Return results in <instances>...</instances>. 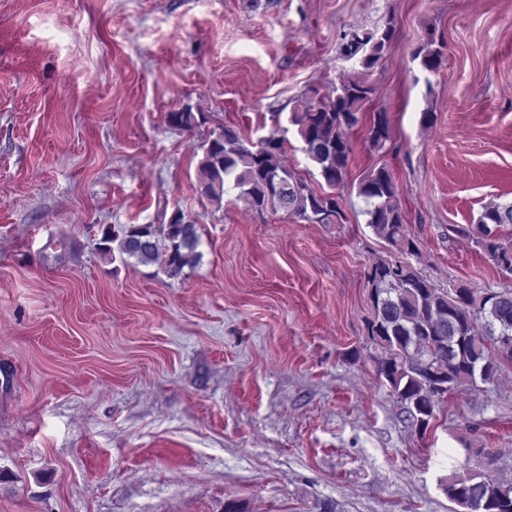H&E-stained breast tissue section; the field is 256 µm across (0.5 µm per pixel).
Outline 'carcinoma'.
<instances>
[{
	"mask_svg": "<svg viewBox=\"0 0 512 512\" xmlns=\"http://www.w3.org/2000/svg\"><path fill=\"white\" fill-rule=\"evenodd\" d=\"M395 30L387 27L379 36L372 34L352 41L342 35L343 55L352 58L367 49L361 62L365 76L341 83L329 96L316 101L303 100L289 117L304 144L307 157L316 165L330 187L343 182L353 153L348 132L358 126L363 108L374 94L366 74L376 66ZM446 45L434 33L417 47L415 58L423 69L436 72L444 61ZM202 114L189 106L168 113V123L182 131L199 127ZM283 129L254 142L238 129L226 126L206 140L203 158L197 167L198 189L221 203L224 194L237 191L236 198L250 209L262 211L278 207L311 224L341 223L343 212L333 193L319 195L305 178L285 170L282 161L286 139ZM367 139L378 151L390 141L387 115L374 112ZM358 196L365 204L367 224L385 242L393 255L378 258L365 271V281L373 301L372 317L366 329L370 343L384 351L377 372L389 385L419 430L427 429L445 393L477 382L492 383L500 365L512 362V288H489L477 297L462 289L457 300L437 287L406 256L418 255L410 236L389 169L381 165L371 170L358 185ZM512 225V203L485 206L476 224L459 228L457 233L471 237L498 269L512 268V241L501 242L498 232ZM118 242L121 254L148 264L163 259L171 277L196 263L201 245L199 226L184 223V214L175 213L167 224H128L101 238V251H112ZM415 362L444 366L445 389L412 367ZM450 501L472 497L484 505V512H512V482L483 475L448 480L444 488Z\"/></svg>",
	"mask_w": 512,
	"mask_h": 512,
	"instance_id": "1",
	"label": "carcinoma"
}]
</instances>
